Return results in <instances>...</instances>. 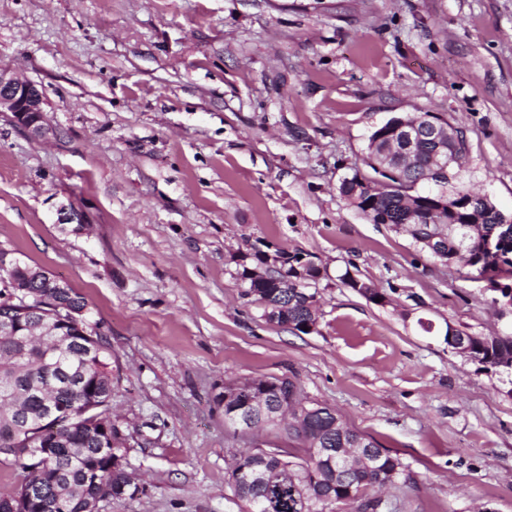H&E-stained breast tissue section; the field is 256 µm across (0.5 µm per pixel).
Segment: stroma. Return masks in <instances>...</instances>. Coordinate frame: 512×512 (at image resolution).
Segmentation results:
<instances>
[{"mask_svg": "<svg viewBox=\"0 0 512 512\" xmlns=\"http://www.w3.org/2000/svg\"><path fill=\"white\" fill-rule=\"evenodd\" d=\"M0 67L55 131L0 117V247L112 347L142 487L101 512H242L234 457L287 439L225 428L236 377L291 379L397 456L379 512H512V396L444 341L501 328L484 283L338 192L376 126L432 112L467 137L461 186L512 213V0H0ZM268 244L319 267L316 331L244 297L235 259Z\"/></svg>", "mask_w": 512, "mask_h": 512, "instance_id": "stroma-1", "label": "stroma"}]
</instances>
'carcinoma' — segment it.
Returning a JSON list of instances; mask_svg holds the SVG:
<instances>
[{
    "label": "carcinoma",
    "instance_id": "carcinoma-1",
    "mask_svg": "<svg viewBox=\"0 0 512 512\" xmlns=\"http://www.w3.org/2000/svg\"><path fill=\"white\" fill-rule=\"evenodd\" d=\"M405 118L420 124L434 123L444 128L450 123L432 113H413ZM452 127V126H450ZM453 137L448 150L462 158L467 152L465 133L452 127ZM388 139L377 138V131L368 137L364 164L368 173L354 170L342 179L338 187L340 196L375 224H388L409 234L412 240L431 257L444 263H453L469 275H480L487 270L502 276L505 285L512 284V237L495 238L487 243L493 223L504 219V214L491 202L482 200L481 194L465 188L448 191V183L460 178V165H455L448 182L434 190L419 191L416 186L425 181L434 145L424 142L419 147V159L404 179L391 178L378 171L382 152ZM459 204L455 214H448V201ZM483 223L475 224V215ZM288 254V262L264 278L242 266L239 277L244 284V296L263 306V316L273 324L288 325L302 330V325L318 320L317 308L309 307L302 291L311 296L312 285L320 274L314 263H309L305 274L298 273ZM288 282V288L274 286L275 281ZM343 282L365 295L369 300H385V296L371 284L350 275ZM472 353L482 358L486 368L507 378L512 395V339L497 336H466ZM112 349L102 337H97L96 348L87 355L79 345L57 349L55 337L38 318L30 327L16 336L0 334V448L3 462L24 473L23 481L7 493H0V512H13L17 496L22 489L35 483L34 495L41 504L36 512H84L88 501L95 498L98 486L95 478L112 481L120 488L129 483L126 469L111 471L98 464L100 442L97 433L86 426L78 414L65 422L54 437L53 457L48 461L52 470L36 475L29 472L35 464L20 449L43 448L45 443L37 436L42 422L45 399L59 404L94 398L99 414L112 418V402L108 395L99 394L100 378L112 374ZM277 378H239L224 383V393L231 396L244 394L281 395L288 399L286 410L288 428L284 433L302 450L298 455L281 448L273 455L243 452L237 460L231 480L237 497L246 512H252L256 501L263 504V512H323L350 497H358L367 490H378L397 484L405 474L400 459L380 447L373 439L351 427L338 412L318 402H304L288 387L277 385ZM320 448H342L357 468L350 472L340 470V460L318 452Z\"/></svg>",
    "mask_w": 512,
    "mask_h": 512
}]
</instances>
